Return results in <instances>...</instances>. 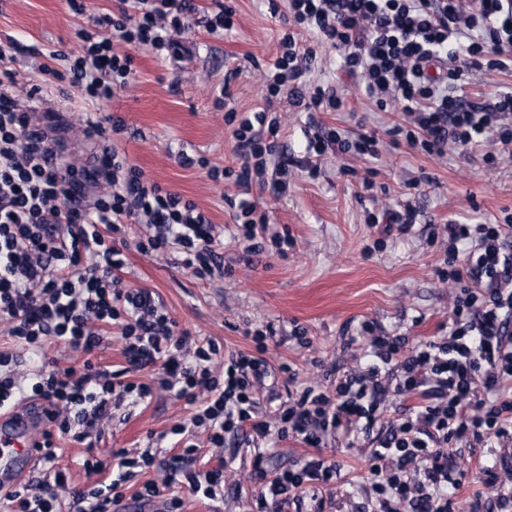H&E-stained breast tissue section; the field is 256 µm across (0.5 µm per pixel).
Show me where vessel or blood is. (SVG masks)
Segmentation results:
<instances>
[{
  "label": "vessel or blood",
  "instance_id": "vessel-or-blood-1",
  "mask_svg": "<svg viewBox=\"0 0 512 512\" xmlns=\"http://www.w3.org/2000/svg\"><path fill=\"white\" fill-rule=\"evenodd\" d=\"M41 430L34 413L26 411L18 424L0 426V494L28 476L36 464L34 442Z\"/></svg>",
  "mask_w": 512,
  "mask_h": 512
}]
</instances>
